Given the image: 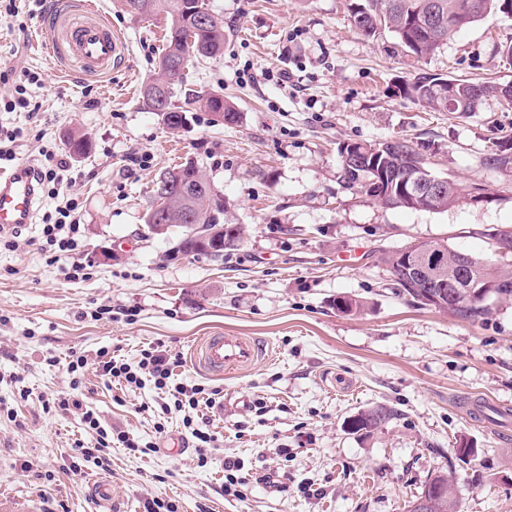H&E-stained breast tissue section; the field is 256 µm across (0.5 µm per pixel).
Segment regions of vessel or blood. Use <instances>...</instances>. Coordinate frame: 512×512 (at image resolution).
Returning <instances> with one entry per match:
<instances>
[{
  "mask_svg": "<svg viewBox=\"0 0 512 512\" xmlns=\"http://www.w3.org/2000/svg\"><path fill=\"white\" fill-rule=\"evenodd\" d=\"M45 35L49 53L75 62L88 76L110 75L126 62L119 32L92 0H61L47 17ZM35 174V166L27 161L0 169V232H12L30 223L38 200ZM261 355L254 339L234 334L204 337L193 348L195 365L216 376L251 368Z\"/></svg>",
  "mask_w": 512,
  "mask_h": 512,
  "instance_id": "vessel-or-blood-1",
  "label": "vessel or blood"
}]
</instances>
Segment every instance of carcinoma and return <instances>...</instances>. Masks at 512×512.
<instances>
[{
    "label": "carcinoma",
    "instance_id": "carcinoma-1",
    "mask_svg": "<svg viewBox=\"0 0 512 512\" xmlns=\"http://www.w3.org/2000/svg\"><path fill=\"white\" fill-rule=\"evenodd\" d=\"M129 13L147 18L165 15L168 25L163 38L161 56L174 58L179 64L173 78L165 82L154 81L145 85L142 95L153 111H159L157 92L164 91L169 103L161 112L167 126L176 124V120L187 112L185 108H176L170 102L176 88L183 83L185 69L203 58H213L224 51V22L216 20L208 27L200 29L196 26V17L207 10L205 0H124ZM470 0H356L350 9V21L358 33L367 39H373L381 31L390 32L397 44L410 53L416 61L421 62L434 55L445 41L442 35L452 36L455 32L469 27L490 14L502 12L505 0H479L481 8L472 11L468 8ZM438 77L427 73H419L413 81L406 84L404 92L435 111L471 112L474 105L487 98H497L512 104V93L500 83H476L462 79L453 80V91L448 88H437ZM186 105L195 106L212 114L224 113L227 122L233 123L238 112L235 106L225 100L217 101L212 96L194 94L187 99ZM406 158L398 153H384L380 163L387 177L393 178L401 174ZM344 183L350 188H361V181L377 176L375 170L359 169L355 172L341 168ZM177 181L174 187L176 195L172 204L180 205L179 188L188 189L192 197L194 223L217 224L216 213L221 207L212 198V189L205 178L201 167L192 162H183L170 167L161 173ZM460 199V189L451 182L445 185L438 197L437 208L446 210L454 206ZM166 236L175 237V254L183 256L206 255L215 260L224 259V255L214 251V239L207 241L197 237L195 229L183 224H171ZM485 277L506 276L512 278V265L490 261L481 266ZM438 310L475 323L484 319L490 309H478L468 302L465 294L459 296L451 305H441ZM394 419V411L384 405H377L358 417V430L367 432L379 429ZM430 502L429 512H460L457 487L453 474L440 471L430 476L415 496Z\"/></svg>",
    "mask_w": 512,
    "mask_h": 512
}]
</instances>
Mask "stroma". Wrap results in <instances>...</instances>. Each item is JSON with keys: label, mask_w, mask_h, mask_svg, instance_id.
Returning a JSON list of instances; mask_svg holds the SVG:
<instances>
[{"label": "stroma", "mask_w": 512, "mask_h": 512, "mask_svg": "<svg viewBox=\"0 0 512 512\" xmlns=\"http://www.w3.org/2000/svg\"><path fill=\"white\" fill-rule=\"evenodd\" d=\"M96 2L128 47L126 68L107 77L59 71L27 11L0 28L9 68L0 98L26 72L41 76L26 85L36 111L0 112V132L19 131L18 160L44 166L47 150L67 159L80 216L67 266L86 271L71 279L48 263V197L15 247H0V497L39 512H102L90 493L102 480L121 512H145L156 497L177 512H407L430 475L447 470L461 512H512V299L462 321L402 295L380 260L421 240L484 255L485 231L512 226V165L486 164L494 146L512 149V106L489 98L473 112H435L399 91L421 71L512 82L503 52L512 17L489 15L416 63L390 33L359 35L352 0H206L224 21V52L190 64L186 86L223 93L239 118L194 111L176 132L140 94L164 20L134 17L123 0ZM74 134L90 140L89 153L72 152ZM392 138L456 180L460 201L388 208L346 187L340 144ZM189 157L223 203L221 223L245 230L221 261L167 258L169 242L145 224L156 178ZM342 296L363 309L338 312ZM220 331L264 341L270 359L222 377L199 370L193 344ZM157 345L181 359L175 382L216 390L197 421L216 447L198 452L183 412L161 410L153 385L129 389L91 365L79 391L102 426L159 450L116 444L108 470L72 469L71 448L96 435L80 413L45 407L70 387L67 356L133 362ZM484 400L497 414L473 424L466 412ZM379 404L393 408L389 424L348 428ZM462 441L476 450L467 463L454 455ZM229 460L240 464L231 492Z\"/></svg>", "instance_id": "stroma-1"}]
</instances>
